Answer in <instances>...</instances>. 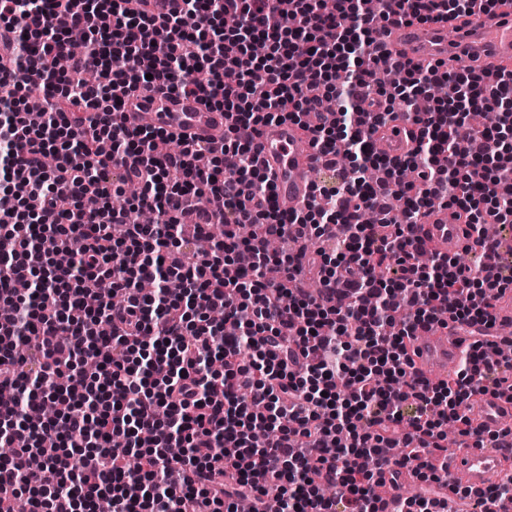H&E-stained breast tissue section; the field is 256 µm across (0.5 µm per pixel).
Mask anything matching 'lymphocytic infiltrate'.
<instances>
[{
	"label": "lymphocytic infiltrate",
	"mask_w": 512,
	"mask_h": 512,
	"mask_svg": "<svg viewBox=\"0 0 512 512\" xmlns=\"http://www.w3.org/2000/svg\"><path fill=\"white\" fill-rule=\"evenodd\" d=\"M510 3L180 0L156 15L148 0H0V388L13 391L0 399V512L20 499L27 512H91L101 498L112 512H237L243 498L267 512L271 494L279 512H385L386 465L438 486L392 512L512 501V475L484 492L447 481V426L512 449V427L487 438L463 411L512 375L505 338H475L436 383L406 347L436 325L493 322L512 289V266L465 259L498 253L484 225L512 223V69L491 82L396 58L391 82L376 40L382 25ZM437 83L447 98L413 111ZM31 84L35 126L20 94ZM152 89L202 94L224 113L223 145L171 152L163 132L114 123L126 95ZM329 99L332 123L311 124ZM399 105L416 148L390 159L372 134ZM487 109L500 124L460 139L464 112ZM286 121L308 129L329 173L291 214L251 140ZM115 168L141 187L135 203L111 201ZM204 199L224 233L202 253L208 224L189 236L179 216ZM135 206L158 222L131 223ZM439 208L464 214L468 243L417 263L428 244L411 228ZM368 210L377 223H360ZM242 224L255 227L245 239ZM307 266L321 290L296 287ZM41 398L56 417L27 416Z\"/></svg>",
	"instance_id": "f902f5d3"
}]
</instances>
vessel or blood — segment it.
<instances>
[{"label": "vessel or blood", "instance_id": "obj_1", "mask_svg": "<svg viewBox=\"0 0 512 512\" xmlns=\"http://www.w3.org/2000/svg\"><path fill=\"white\" fill-rule=\"evenodd\" d=\"M386 50L403 53L419 66L438 62L451 67L470 63L479 66L512 67V10H496L473 17L466 25L449 26L444 20L415 21L390 27L381 37ZM123 124L131 129L148 126L196 146L219 145L224 141V114L206 106L197 95H175L154 90L126 98ZM377 153L394 157L411 152L413 142L405 125L386 122L373 140ZM261 169L271 180L272 193L280 211L291 213L304 207L310 194V172L315 154L303 144L297 125L291 122L261 128L254 138ZM461 220L447 210H438L417 223L420 235L430 237L442 253L462 249ZM512 334V291L495 303L492 324H449L411 339L410 353L416 368L433 381L452 377L460 356L461 338L508 336ZM474 427L490 434L512 419V402L500 395H478L464 407ZM512 472V455L502 448H472L453 454L448 465L449 484L475 490L488 489Z\"/></svg>", "mask_w": 512, "mask_h": 512}]
</instances>
